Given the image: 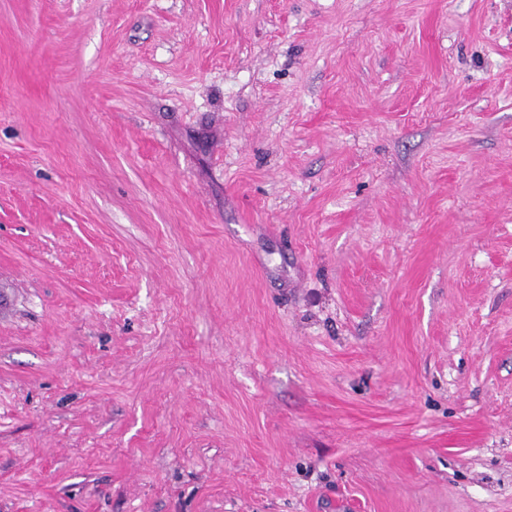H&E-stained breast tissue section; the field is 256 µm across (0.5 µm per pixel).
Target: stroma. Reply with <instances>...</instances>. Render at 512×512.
<instances>
[{"mask_svg": "<svg viewBox=\"0 0 512 512\" xmlns=\"http://www.w3.org/2000/svg\"><path fill=\"white\" fill-rule=\"evenodd\" d=\"M0 512H512V0H0Z\"/></svg>", "mask_w": 512, "mask_h": 512, "instance_id": "1", "label": "stroma"}]
</instances>
